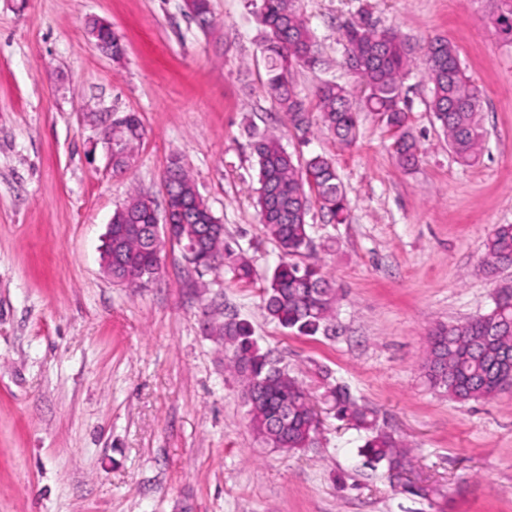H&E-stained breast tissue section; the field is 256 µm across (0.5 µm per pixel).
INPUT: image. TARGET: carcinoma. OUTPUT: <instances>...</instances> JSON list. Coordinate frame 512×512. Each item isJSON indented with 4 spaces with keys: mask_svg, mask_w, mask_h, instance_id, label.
<instances>
[{
    "mask_svg": "<svg viewBox=\"0 0 512 512\" xmlns=\"http://www.w3.org/2000/svg\"><path fill=\"white\" fill-rule=\"evenodd\" d=\"M200 27L211 24L210 0L185 5ZM256 15L263 27L262 50L268 60L266 88L284 112L288 126L305 136L318 116L322 127L342 145L359 135V111L371 112L392 133L391 150L399 164L410 168L418 161V142L407 127L402 79L415 64L414 47L395 32L379 30L365 20L347 30V64L362 85L363 96L353 104L347 87L326 80L315 87L314 99L302 97L295 84L300 67L321 63L318 43L298 7V0H259ZM496 23L512 39V0H501ZM422 61L431 85L428 102L435 122L448 140V149L462 165L475 163L484 149L478 121L480 89L466 76L458 49L444 38L430 40ZM143 136L139 117L123 115L112 132V171L124 173ZM257 205L264 234L280 252L263 302L268 316L299 336L336 334L335 313L340 296L317 262L304 260L312 244L307 217L310 196L329 219L347 218L346 192L335 161L315 155L294 158L282 144L264 134L255 137ZM165 180L169 193L184 211L174 212L176 237L187 243L202 240L197 267L223 266L242 283L253 280L251 261L224 240L223 227L195 190L188 172L174 160ZM154 201L134 194L112 215L120 227L137 224L141 232L122 241L121 263L112 268L117 283H145L160 273L164 240L152 231ZM483 265L490 273L512 266V224H499L485 245ZM226 366L239 379L256 437L271 448L298 451L314 447L320 422L309 398L288 367L271 350L263 349L245 321L230 319L219 327ZM422 368L431 385L459 403L490 400L512 390V293L499 292L484 314L456 324H440L429 334ZM336 415L364 431L362 453L368 461L384 463L398 476L406 469L407 450L394 436L376 426L374 412L352 396L344 385L328 391Z\"/></svg>",
    "mask_w": 512,
    "mask_h": 512,
    "instance_id": "cac0c4a2",
    "label": "carcinoma"
}]
</instances>
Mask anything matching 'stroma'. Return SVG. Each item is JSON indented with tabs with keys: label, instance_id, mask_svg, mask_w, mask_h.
I'll return each instance as SVG.
<instances>
[{
	"label": "stroma",
	"instance_id": "35a3bbf8",
	"mask_svg": "<svg viewBox=\"0 0 512 512\" xmlns=\"http://www.w3.org/2000/svg\"><path fill=\"white\" fill-rule=\"evenodd\" d=\"M323 65L298 68L311 95L360 88L345 29L370 19L415 50L444 37L482 90L480 159L459 164L434 123L423 67L403 83L419 143L405 169L375 116L355 144L321 126L289 129L266 92L268 61L251 0H211L200 28L184 0H0V512H512V391L459 403L420 361L437 324L487 312L512 267L485 274L486 240L512 224V42L499 0H300ZM110 25L119 57L89 22ZM137 113L131 167L113 174L97 120ZM302 157L334 158L349 216L312 206L313 255L342 294L336 335L295 336L262 290L278 262L256 207L254 135ZM179 161L252 260L255 277L194 267L166 244L138 288L103 267L112 214L131 193L164 201ZM248 322L313 397L317 447H262L216 326ZM342 383L408 450L402 492L360 456L361 433L322 397Z\"/></svg>",
	"mask_w": 512,
	"mask_h": 512
}]
</instances>
